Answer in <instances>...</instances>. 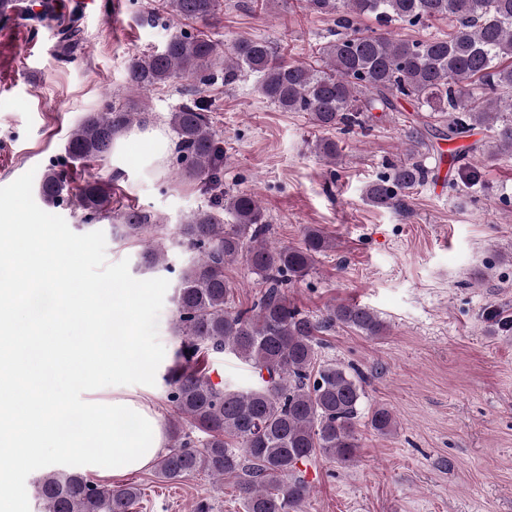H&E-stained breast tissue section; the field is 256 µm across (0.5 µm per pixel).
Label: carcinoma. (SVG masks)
Here are the masks:
<instances>
[{"label":"carcinoma","mask_w":512,"mask_h":512,"mask_svg":"<svg viewBox=\"0 0 512 512\" xmlns=\"http://www.w3.org/2000/svg\"><path fill=\"white\" fill-rule=\"evenodd\" d=\"M311 14L334 17L336 38L318 49L319 59L282 61L266 40L236 38L223 52L205 35L180 34L162 50L131 58L128 85L149 90L174 79L190 84L211 80L209 66L220 61L224 83L243 72L259 79L262 94L285 112H307L323 130L364 127L370 112L395 110L407 99L419 112L446 118L445 137L490 134V148L468 145L456 160V187L467 191L479 181L477 156L487 165L512 156V0H299ZM173 18L203 24L213 20L220 0H163ZM363 15L379 21L429 28L448 19L446 32L411 39L389 32H364ZM139 113L112 108L88 115L68 136L66 153L79 163L104 162L116 141ZM177 136L179 176L210 190L221 186L224 148L216 138L203 101L192 99L171 113ZM408 156L388 164V172L368 184L367 202L376 208H400L405 193L424 185L431 174L420 160L422 132H405ZM315 152L329 164L339 157L338 143L323 138ZM70 189L64 169L51 168L37 193L46 202ZM75 198L90 219L108 218L112 235L141 247L146 270L169 269L170 246L194 252L179 273L174 297L178 346L173 366L163 376L165 400L173 408L170 443L155 461V475L169 482L204 472L218 482L237 480L244 512H302L312 489L300 466L317 456L341 464L359 448L358 421L364 391L361 373L318 355V334L341 325L366 336L385 327L373 311L356 303L338 304L315 319L288 297L303 280L317 254L333 247L317 228L307 230L304 245L274 246L266 240L269 224L258 196L250 191L220 192L196 210L170 237L166 225L141 209L112 210V175L99 168L83 178ZM233 223H224V216ZM246 263L265 291L245 309H234L235 285L224 270ZM230 353L253 369L249 386L211 381L207 357ZM368 424L387 435L395 427L390 409L375 406ZM41 512H133L141 498L135 483H96L77 468L43 473L36 483Z\"/></svg>","instance_id":"obj_1"}]
</instances>
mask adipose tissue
<instances>
[{"label":"adipose tissue","instance_id":"ef3b65f1","mask_svg":"<svg viewBox=\"0 0 512 512\" xmlns=\"http://www.w3.org/2000/svg\"><path fill=\"white\" fill-rule=\"evenodd\" d=\"M142 294V289L134 286L113 294L112 305L121 309L122 316L102 330L112 343L87 348L61 324L63 315L71 310L67 304L44 314L36 332L16 341L17 328L24 321L23 306L14 290L0 291V373L35 390L34 395H21L18 404L0 415L1 448H24L32 456L47 448L62 456L70 452L71 437L60 434L65 413L55 400L52 371L59 364H103L116 382L148 369V355L130 332ZM82 411L89 421L86 438L93 448L85 461L88 469L122 477L151 466L165 432L148 398L116 390L111 400L84 402Z\"/></svg>","mask_w":512,"mask_h":512}]
</instances>
